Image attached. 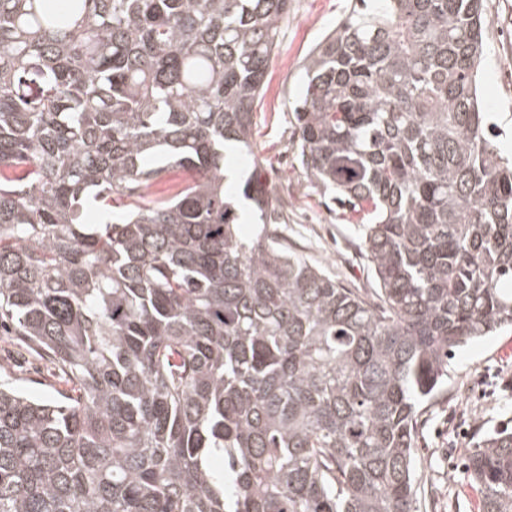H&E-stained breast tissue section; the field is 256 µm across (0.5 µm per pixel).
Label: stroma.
Returning a JSON list of instances; mask_svg holds the SVG:
<instances>
[{
  "label": "stroma",
  "mask_w": 512,
  "mask_h": 512,
  "mask_svg": "<svg viewBox=\"0 0 512 512\" xmlns=\"http://www.w3.org/2000/svg\"><path fill=\"white\" fill-rule=\"evenodd\" d=\"M350 0H291L279 46L269 64L255 112L252 154L240 170L260 163L268 187L284 200L279 228L294 252L347 288L373 296L378 283L364 255L357 225L306 176L296 158L292 106L302 91V66L310 49L333 30ZM489 24L479 92L503 130L496 145L512 154V0H486ZM512 342L504 329L462 347L448 362L442 396L426 402L417 420L421 478L419 512H481L465 463L489 431L512 430ZM0 378L40 396L66 389L61 370L37 356L14 334L0 330Z\"/></svg>",
  "instance_id": "obj_1"
}]
</instances>
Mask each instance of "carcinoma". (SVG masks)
<instances>
[{"label": "carcinoma", "mask_w": 512, "mask_h": 512, "mask_svg": "<svg viewBox=\"0 0 512 512\" xmlns=\"http://www.w3.org/2000/svg\"><path fill=\"white\" fill-rule=\"evenodd\" d=\"M289 3L0 0V323L70 385L0 379V512H417V407L512 327L485 0H351L306 57L298 156L377 303L285 246L259 166L255 236L227 199ZM467 475L512 512V431Z\"/></svg>", "instance_id": "carcinoma-1"}]
</instances>
